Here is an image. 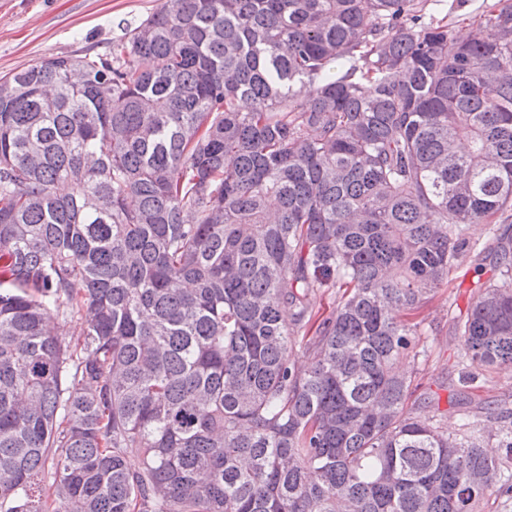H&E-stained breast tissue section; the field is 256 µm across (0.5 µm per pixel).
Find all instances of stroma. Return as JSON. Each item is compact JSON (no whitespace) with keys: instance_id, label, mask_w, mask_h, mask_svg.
Returning <instances> with one entry per match:
<instances>
[{"instance_id":"stroma-1","label":"stroma","mask_w":512,"mask_h":512,"mask_svg":"<svg viewBox=\"0 0 512 512\" xmlns=\"http://www.w3.org/2000/svg\"><path fill=\"white\" fill-rule=\"evenodd\" d=\"M165 0H0V76L44 60L104 52L123 34L126 25L139 23ZM512 236V225L471 224L467 235L474 246L438 288L422 311L420 330L425 354L404 359L402 369H416L418 394L434 404L426 413L436 416L449 431H457L462 413L452 400L458 377L466 366L456 332L482 285L495 280L498 235Z\"/></svg>"}]
</instances>
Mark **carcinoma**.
Segmentation results:
<instances>
[{
	"label": "carcinoma",
	"instance_id": "obj_1",
	"mask_svg": "<svg viewBox=\"0 0 512 512\" xmlns=\"http://www.w3.org/2000/svg\"><path fill=\"white\" fill-rule=\"evenodd\" d=\"M425 6L166 0L104 55L0 77V512L512 494L481 440L511 459L512 409L450 435L398 369L466 226L512 216V0L465 36ZM496 260L461 405L512 366V237Z\"/></svg>",
	"mask_w": 512,
	"mask_h": 512
}]
</instances>
